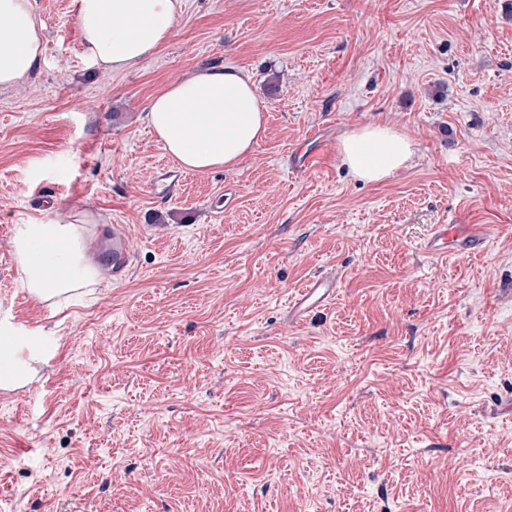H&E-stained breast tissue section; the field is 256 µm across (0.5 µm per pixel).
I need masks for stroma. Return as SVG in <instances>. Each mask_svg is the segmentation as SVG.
I'll return each mask as SVG.
<instances>
[{
    "label": "stroma",
    "instance_id": "1",
    "mask_svg": "<svg viewBox=\"0 0 512 512\" xmlns=\"http://www.w3.org/2000/svg\"><path fill=\"white\" fill-rule=\"evenodd\" d=\"M69 2L37 0L45 62L0 88V327L37 354L0 388V512H512V0H183L115 74ZM211 64L252 74L267 132L158 197L146 107ZM372 123L417 144L380 183L338 153ZM46 198L107 268L122 226L125 276L32 299L13 227ZM440 224L493 235L432 258ZM336 275H320L307 281L289 301L288 320L304 322L311 313L326 307L336 299Z\"/></svg>",
    "mask_w": 512,
    "mask_h": 512
}]
</instances>
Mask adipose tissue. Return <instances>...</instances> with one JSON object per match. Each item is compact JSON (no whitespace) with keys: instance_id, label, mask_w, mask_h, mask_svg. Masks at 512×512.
I'll return each instance as SVG.
<instances>
[{"instance_id":"adipose-tissue-1","label":"adipose tissue","mask_w":512,"mask_h":512,"mask_svg":"<svg viewBox=\"0 0 512 512\" xmlns=\"http://www.w3.org/2000/svg\"><path fill=\"white\" fill-rule=\"evenodd\" d=\"M81 54L122 73L149 61L170 38L183 0H70ZM44 61V24L36 0H0V87L29 78ZM146 118L181 169H231L263 139L268 114L250 75L234 66L196 68L155 95ZM341 162L357 178L380 182L409 166L415 143L383 124L352 130L339 142ZM89 213L54 206L45 218L15 225L13 248L29 295L46 302L94 285L103 272L82 232Z\"/></svg>"}]
</instances>
